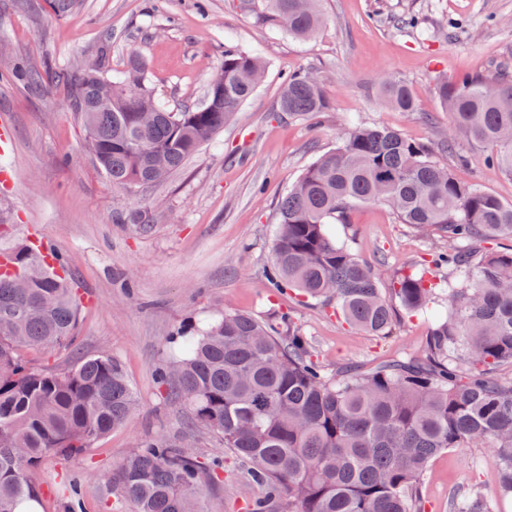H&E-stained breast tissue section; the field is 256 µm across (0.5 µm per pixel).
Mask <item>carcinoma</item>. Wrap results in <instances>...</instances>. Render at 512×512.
<instances>
[{"mask_svg": "<svg viewBox=\"0 0 512 512\" xmlns=\"http://www.w3.org/2000/svg\"><path fill=\"white\" fill-rule=\"evenodd\" d=\"M270 21L297 39L321 25L318 0H266ZM59 73L82 122L98 169L120 190L151 187L183 167L224 129L254 93L265 59L228 47L209 81L206 102L173 111L150 87L134 56L119 77L103 57ZM384 101L415 110L410 85L378 84ZM434 91L451 135L418 143L397 130L352 125L282 197L270 279L325 305L349 327L387 336L406 315L431 320L419 353L370 368L331 370L297 318L215 312L184 340L158 374L166 394L216 433L261 494L246 512H426L421 480L448 448L485 447L512 501V203L459 180L435 160L442 151L465 165L462 137L486 151L484 163L512 176V82L440 74ZM330 101L310 72L288 77L280 111L316 120ZM382 202L399 224L434 231L446 242L433 266L379 273L331 233L358 203ZM125 220L144 232L147 210ZM0 268V512L38 497L48 456L76 458L126 423L136 394L119 360L106 352L64 369L31 367L24 350L69 351L76 341L79 294L28 247L11 248ZM447 267L441 279L433 268ZM182 438L144 437L112 473V490L133 512H196L202 475L219 477ZM448 512H497L478 487L453 496Z\"/></svg>", "mask_w": 512, "mask_h": 512, "instance_id": "carcinoma-1", "label": "carcinoma"}]
</instances>
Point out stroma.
<instances>
[{
	"instance_id": "obj_1",
	"label": "stroma",
	"mask_w": 512,
	"mask_h": 512,
	"mask_svg": "<svg viewBox=\"0 0 512 512\" xmlns=\"http://www.w3.org/2000/svg\"><path fill=\"white\" fill-rule=\"evenodd\" d=\"M322 26L310 38L288 35L265 16L264 0H82L64 19L45 0H0V124L12 150L0 157V218L14 224L9 245L29 231L52 239L79 283L81 312L75 349L26 354L43 367L99 352L122 363L139 397L127 424L76 459L51 457L41 467L39 512H132L112 493V470L140 438L183 434L189 413L167 396L157 370L170 359L169 338L201 325L215 311L256 316L296 314L329 367L373 366L421 351L430 325L404 319L391 335L350 329L329 308L299 303L270 287L272 239L282 196L317 157L339 144L350 121L384 126L416 142H437L448 114L433 93L435 75L495 78L512 67V0H321ZM411 18L408 26L400 18ZM110 43L109 67L122 71L131 54L145 61L151 82L170 108L202 103L225 46L260 54L262 84L215 139L163 183L114 190L87 150L68 88L57 71L74 59L95 58ZM19 67L46 75L38 85L16 79ZM309 70L323 80L331 102L318 121L288 118L279 96L289 75ZM406 79L416 109L385 107L375 90L383 75ZM469 163H439L460 180L512 201V178L486 168L482 148L459 144ZM148 209L159 219L145 232L123 218ZM338 235L375 269L426 263L443 241L397 223L380 203L352 208ZM192 450L223 459L218 481L203 480L198 512H245L242 471L218 438L198 428ZM81 476L78 502L59 496L70 472ZM480 486L497 499L499 475L485 448H451L435 456L422 483L428 512H448L450 497ZM500 512L512 503L498 501Z\"/></svg>"
}]
</instances>
